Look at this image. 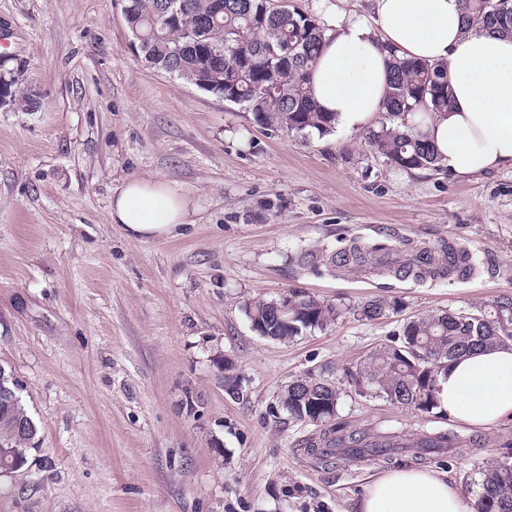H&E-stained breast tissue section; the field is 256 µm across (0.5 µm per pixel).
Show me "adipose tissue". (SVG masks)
I'll list each match as a JSON object with an SVG mask.
<instances>
[{
    "instance_id": "adipose-tissue-1",
    "label": "adipose tissue",
    "mask_w": 512,
    "mask_h": 512,
    "mask_svg": "<svg viewBox=\"0 0 512 512\" xmlns=\"http://www.w3.org/2000/svg\"><path fill=\"white\" fill-rule=\"evenodd\" d=\"M364 12L328 8V26L310 85L337 130L368 126L382 112L390 55L446 63L451 106L423 130L443 166L457 175L512 168V36L466 30L461 0H368ZM192 198L158 179L134 177L112 197L111 223L136 238H167L190 224ZM448 416L475 427L512 419V346L480 348L450 361L438 377ZM352 512H471L446 472L400 466L369 477Z\"/></svg>"
}]
</instances>
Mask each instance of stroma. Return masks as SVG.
<instances>
[{"label":"stroma","instance_id":"stroma-1","mask_svg":"<svg viewBox=\"0 0 512 512\" xmlns=\"http://www.w3.org/2000/svg\"><path fill=\"white\" fill-rule=\"evenodd\" d=\"M122 0H0V55L33 108L0 107V365L23 386L42 450L0 474V512H349L385 463L325 468L282 389L343 370L403 320L512 296V168L451 176L372 154L366 130L302 137L149 66ZM158 178L197 205L163 239L108 220L114 192ZM466 250L474 275L436 281L329 264L351 241ZM296 288L337 304L327 329L262 338L245 306ZM384 298L397 313L356 311ZM234 362L228 396L217 363ZM351 429H444L342 393ZM473 453L427 459L477 499L512 420L461 426Z\"/></svg>","mask_w":512,"mask_h":512}]
</instances>
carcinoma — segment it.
<instances>
[{"label": "carcinoma", "instance_id": "1", "mask_svg": "<svg viewBox=\"0 0 512 512\" xmlns=\"http://www.w3.org/2000/svg\"><path fill=\"white\" fill-rule=\"evenodd\" d=\"M465 28L512 35V13L499 14L498 0H462ZM128 29L145 47L152 65L190 83L214 85L224 90V100L251 112L254 121L272 131L320 135L334 132V118L321 112L311 96L310 74L325 38L320 21L296 9L275 7L271 0H224V11L214 12L213 0H124ZM0 84L18 104L30 107L21 95L24 71L4 72ZM450 105L445 67L416 60L390 61L389 91L383 113L388 123L372 130L368 143L384 162L408 170L441 167L434 146L422 130L419 109L445 112ZM391 248L382 241L352 242L332 254L335 267L355 264L384 270L396 277L417 280L467 276L472 271L467 252L418 246L410 261L390 259ZM288 300V311L275 315L273 303ZM396 309L383 298L363 304L357 315L373 322ZM245 313L259 335L290 340L308 330L326 329L343 314L337 305L305 293L276 301L259 300ZM512 336V301L502 299L491 310L466 316L440 310L409 320L389 342L362 362L344 369L348 381H364L369 398L393 401L424 414L448 419L438 407V374L447 363L480 347L503 345ZM224 391L239 394L235 366H218ZM341 388L307 373L291 381L281 395V405L295 421L320 427L302 440L307 455L324 465L347 457L352 462L391 461L409 453L419 461L445 448L465 455L473 441L452 430H420L414 440L408 431L391 426L377 432L350 430L336 421ZM39 428L22 400L0 408V446L12 456L0 458V469L13 473L29 467L40 452ZM507 452L480 471L477 512H512V441Z\"/></svg>", "mask_w": 512, "mask_h": 512}]
</instances>
